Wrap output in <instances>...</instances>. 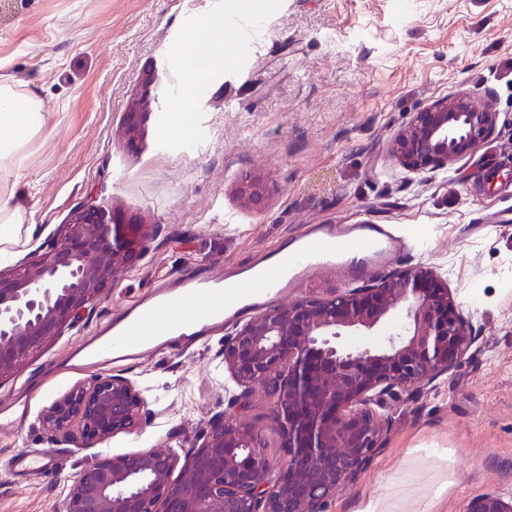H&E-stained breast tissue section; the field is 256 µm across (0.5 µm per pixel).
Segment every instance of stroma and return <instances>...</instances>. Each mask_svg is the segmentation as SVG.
<instances>
[{
	"instance_id": "1",
	"label": "stroma",
	"mask_w": 512,
	"mask_h": 512,
	"mask_svg": "<svg viewBox=\"0 0 512 512\" xmlns=\"http://www.w3.org/2000/svg\"><path fill=\"white\" fill-rule=\"evenodd\" d=\"M257 14L264 25L245 58L224 44L207 85L187 87L183 55L205 42L197 17ZM157 81L143 87L142 78ZM0 77L36 90L46 123L27 147L15 202L20 242L0 271L49 251L71 213L94 200L126 224L163 232L135 254L93 313L0 378V512H53L73 476L101 456L201 444L210 419L266 424L270 397L243 406L224 371V338L250 313L200 340L142 360L91 364L78 348L104 333L130 301L189 267L229 272L308 224L367 217L409 243L369 283L420 263L447 278L474 314L480 351L453 374L391 402L383 448L328 512H355L381 493L390 470H414L413 500L437 475L431 449H447L456 481L443 512L483 493L512 497V0H29L0 21ZM487 92L500 118L474 153L449 169L414 174L391 148L433 100ZM150 104L125 131L137 96ZM188 134L171 139L177 104ZM260 180V207L239 187ZM120 374L144 393L138 428L84 443L54 430L51 404L74 387ZM264 450L288 455L268 428ZM49 462L35 474L13 458Z\"/></svg>"
}]
</instances>
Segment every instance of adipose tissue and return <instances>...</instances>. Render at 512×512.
I'll return each mask as SVG.
<instances>
[{
    "label": "adipose tissue",
    "mask_w": 512,
    "mask_h": 512,
    "mask_svg": "<svg viewBox=\"0 0 512 512\" xmlns=\"http://www.w3.org/2000/svg\"><path fill=\"white\" fill-rule=\"evenodd\" d=\"M206 43L191 45L186 71L187 83H195L210 67L224 61V35L219 23L208 25ZM46 115L36 92L21 91L7 79L0 78V258L18 245L17 227L24 221L20 208L12 203L13 194L7 189L17 176L29 140L44 127Z\"/></svg>",
    "instance_id": "adipose-tissue-1"
}]
</instances>
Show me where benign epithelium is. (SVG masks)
<instances>
[{
  "instance_id": "benign-epithelium-1",
  "label": "benign epithelium",
  "mask_w": 512,
  "mask_h": 512,
  "mask_svg": "<svg viewBox=\"0 0 512 512\" xmlns=\"http://www.w3.org/2000/svg\"><path fill=\"white\" fill-rule=\"evenodd\" d=\"M463 89L433 101L396 136L392 152L407 171L446 170L473 152L499 119L494 103ZM144 104L132 100L126 131ZM261 205L258 182L239 188ZM122 224L89 202L74 211L46 254L0 273V377L52 337L79 325L125 269L134 247L152 234ZM386 332L378 346H350L343 336ZM472 313L440 273L426 264L329 298L277 305L224 337V369L248 402L261 389L273 398L271 423L287 449L275 467L262 427L216 417L205 440L182 457L165 449L104 456L77 474L55 512H326L327 501L354 484L383 445L387 401L432 385L481 348ZM147 401L128 378L110 375L53 402L49 418L83 442L135 429ZM179 477L172 479L174 470ZM464 512H512V499L473 497Z\"/></svg>"
}]
</instances>
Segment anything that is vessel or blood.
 Masks as SVG:
<instances>
[{
    "instance_id": "b4317fda",
    "label": "vessel or blood",
    "mask_w": 512,
    "mask_h": 512,
    "mask_svg": "<svg viewBox=\"0 0 512 512\" xmlns=\"http://www.w3.org/2000/svg\"><path fill=\"white\" fill-rule=\"evenodd\" d=\"M240 50L249 49L259 27L257 20L235 16L224 22ZM406 240L389 225L364 219L352 224H311L299 236L292 255L261 265L245 264L234 275L217 278L185 270L178 281L134 301L117 319L110 336L85 345L89 359L129 360L172 343L173 333L190 324L195 336L207 335L247 307L283 296L300 276L330 267L346 256L384 260L402 252Z\"/></svg>"
}]
</instances>
